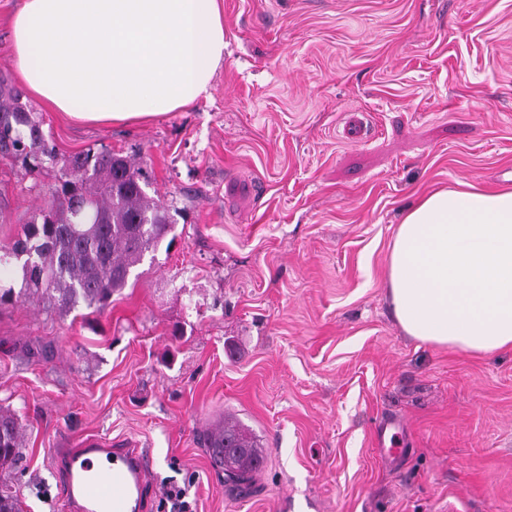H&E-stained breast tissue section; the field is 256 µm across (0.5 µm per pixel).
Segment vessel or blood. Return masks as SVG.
Here are the masks:
<instances>
[{
    "label": "vessel or blood",
    "mask_w": 512,
    "mask_h": 512,
    "mask_svg": "<svg viewBox=\"0 0 512 512\" xmlns=\"http://www.w3.org/2000/svg\"><path fill=\"white\" fill-rule=\"evenodd\" d=\"M65 512H151L152 457L145 448L89 441L51 453Z\"/></svg>",
    "instance_id": "vessel-or-blood-1"
}]
</instances>
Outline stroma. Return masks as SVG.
I'll return each mask as SVG.
<instances>
[{
	"mask_svg": "<svg viewBox=\"0 0 512 512\" xmlns=\"http://www.w3.org/2000/svg\"><path fill=\"white\" fill-rule=\"evenodd\" d=\"M221 3L210 99L112 125L31 101L59 153L127 156L180 213L104 314L0 308V405L29 426L0 488L61 512L50 452L95 437L150 449L153 512L172 483L194 512H512V348L407 336L384 282L419 194L512 189V0ZM51 181L0 160V244ZM228 415L264 450L246 486L198 441Z\"/></svg>",
	"mask_w": 512,
	"mask_h": 512,
	"instance_id": "35a3bbf8",
	"label": "stroma"
}]
</instances>
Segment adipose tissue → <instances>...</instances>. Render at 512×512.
Listing matches in <instances>:
<instances>
[{
  "label": "adipose tissue",
  "instance_id": "ef3b65f1",
  "mask_svg": "<svg viewBox=\"0 0 512 512\" xmlns=\"http://www.w3.org/2000/svg\"><path fill=\"white\" fill-rule=\"evenodd\" d=\"M12 58L26 89L85 122H141L209 98L224 59L220 0H24ZM385 284L403 331L486 355L512 347V190L422 194L394 234Z\"/></svg>",
  "mask_w": 512,
  "mask_h": 512
}]
</instances>
